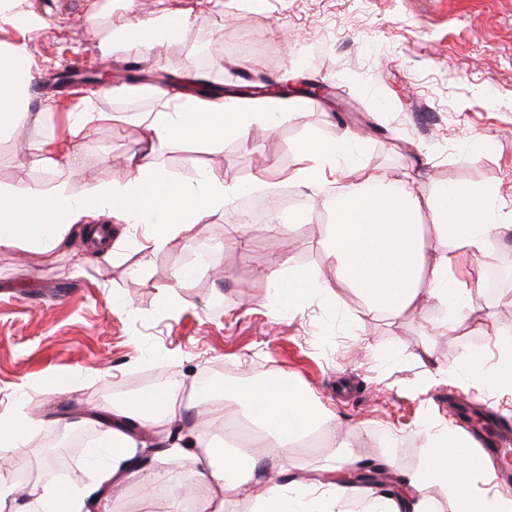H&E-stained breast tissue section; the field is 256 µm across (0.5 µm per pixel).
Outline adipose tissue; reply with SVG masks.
I'll return each mask as SVG.
<instances>
[{
	"label": "adipose tissue",
	"instance_id": "1",
	"mask_svg": "<svg viewBox=\"0 0 512 512\" xmlns=\"http://www.w3.org/2000/svg\"><path fill=\"white\" fill-rule=\"evenodd\" d=\"M183 16L169 11L143 21L135 17L115 26L110 38L100 44L103 54L113 46L150 57L172 39L174 28L185 27ZM34 74L27 49L15 46L0 50V131L15 133L26 141L23 98ZM267 113L241 108L236 100L214 95L209 101L177 97L162 100L156 110L135 115L151 140V151L133 161L125 178L107 185L89 183L77 195L64 189L48 192L38 186L21 191L0 192V249L24 247L50 258L67 239L74 226H81L86 240L105 245L110 227L100 225L103 216H116L128 224L150 223L149 234L139 248L153 252L176 241H191L199 226L222 209L238 185H227L208 173H201L188 185L157 167L156 154L172 143L202 139L223 142L225 136L245 135L249 127L266 121ZM304 165L293 178L305 186L323 179L326 170L339 168L351 189L336 203V220L327 225L323 247L335 267V282L321 281L283 260L270 271V278L291 302L316 299L330 302L335 287L360 294L371 311L399 316L419 306L436 303L450 309L445 326L451 331L465 327L473 311L474 287L460 279L457 271L467 258L480 254L501 225L492 224L487 204L492 186H441L433 196H424L420 182L408 178L402 185L385 191L380 180L356 159L346 141L307 139L297 147ZM431 223H423V213ZM487 335L500 337V355L491 366L478 358L466 361L460 381L473 383L496 393H512V341L505 328L490 325ZM203 406L212 421L224 423L240 413L252 415L261 429L262 444L239 455L213 447L208 431L184 427L191 404ZM108 439L107 450L91 447L87 462L95 472V489L110 492L139 471L136 460L143 447L142 431L162 426L179 427L188 447L208 457L206 470L196 472L191 494L206 512H224L225 505L253 478L264 459H287L296 441L308 430L318 429L323 445L337 444L333 419L314 403L292 380L281 384L255 381L245 387L215 383L198 392L196 400L179 392L163 390L113 406L102 419ZM429 456L425 465L406 477L409 493L390 497L382 512H435L429 488L452 491L455 512H512V497L498 492H481L474 485L479 466L462 464L449 457L453 431L442 422L423 425ZM355 459L345 454L329 457L324 469L333 474L331 495L320 492L316 480L297 482L298 494L289 497L279 483L267 484L259 495L260 512H334L344 498L369 499L368 488L346 483L344 473ZM17 484L9 474L0 473V512H90L89 492L61 483L31 485L24 507H17Z\"/></svg>",
	"mask_w": 512,
	"mask_h": 512
}]
</instances>
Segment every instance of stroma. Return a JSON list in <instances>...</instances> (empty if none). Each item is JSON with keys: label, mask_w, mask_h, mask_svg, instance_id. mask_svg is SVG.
<instances>
[{"label": "stroma", "mask_w": 512, "mask_h": 512, "mask_svg": "<svg viewBox=\"0 0 512 512\" xmlns=\"http://www.w3.org/2000/svg\"><path fill=\"white\" fill-rule=\"evenodd\" d=\"M164 6L186 15L181 37L147 60L101 55L113 26ZM23 8L27 20L0 22V48L29 50L27 111L42 131L22 149L0 133V191L37 184L76 194L120 179L130 158L149 149L128 116L157 106L147 94H118L134 66L191 97L238 89L242 100L260 103L268 83L328 87L301 118L287 117L291 99L281 96L279 115L252 125L246 139L184 141L158 158L184 183L208 172L244 186L260 202L261 223L291 225L288 236L235 235L246 218L233 198L203 222L195 242L150 254L138 247L146 225L117 221V247L106 258L78 235L51 262L25 248L0 250V415L21 409L39 421L22 450L32 481L91 488L84 450L101 428L89 408L173 385L186 393L204 373L214 381L291 374L335 416L358 460L396 452L391 475L399 483L427 458L420 422L447 419L453 396H472L475 413H493L512 429V399L494 401L456 379L467 357L496 362L498 345L482 327L512 328V280L480 288L474 324L445 339L434 333L448 316L438 305L392 317L340 288L330 304L285 307L268 276L288 257L334 278L322 239L346 183L330 175L312 189L292 181L302 164L295 147L309 138L353 141L359 162L383 183L417 172L429 195L443 184H493L492 218L507 230L472 267L484 277L512 262V0H25ZM98 66L110 70L115 94L86 83ZM248 76L260 88L243 91ZM89 103L103 119L71 138L70 115ZM287 193L297 208L284 206ZM189 267L195 275L176 283ZM173 286L179 305L162 307ZM116 294L131 311L113 309ZM435 367L442 377L426 381ZM55 372L76 374L70 392L36 389ZM63 417L75 428H63ZM63 435L67 443L46 447ZM198 468L188 451L153 454L137 477L113 488L111 512H169L180 479Z\"/></svg>", "instance_id": "1"}]
</instances>
